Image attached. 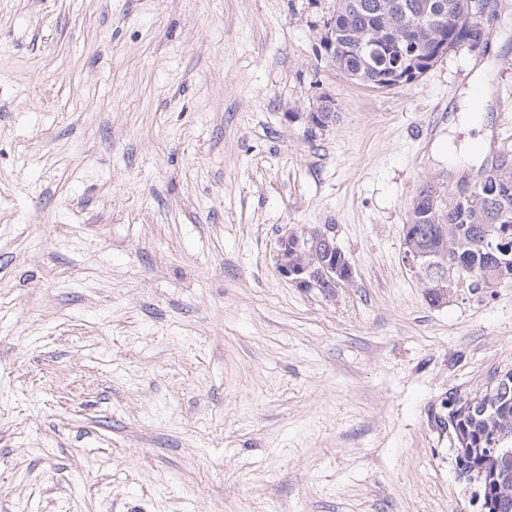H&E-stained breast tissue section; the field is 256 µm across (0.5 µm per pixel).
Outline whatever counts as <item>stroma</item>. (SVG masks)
<instances>
[{
  "label": "stroma",
  "mask_w": 512,
  "mask_h": 512,
  "mask_svg": "<svg viewBox=\"0 0 512 512\" xmlns=\"http://www.w3.org/2000/svg\"><path fill=\"white\" fill-rule=\"evenodd\" d=\"M332 8L0 0V512H476L448 396L512 366V282L431 302L402 226L512 168V0L385 90L317 57ZM483 64L479 162L448 123ZM322 224L333 299L273 264Z\"/></svg>",
  "instance_id": "35a3bbf8"
}]
</instances>
